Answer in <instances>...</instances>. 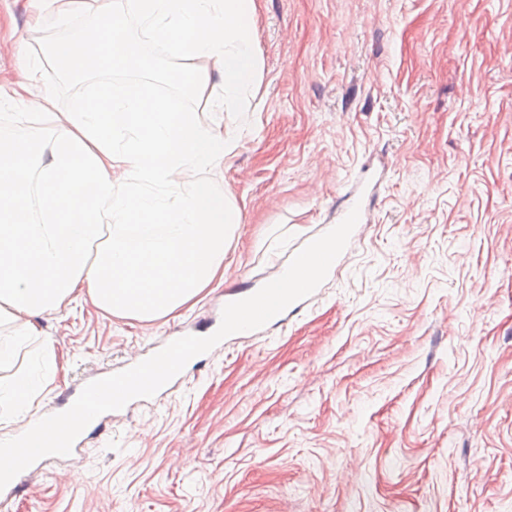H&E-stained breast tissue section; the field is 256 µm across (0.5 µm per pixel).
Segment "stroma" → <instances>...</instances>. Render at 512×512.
Instances as JSON below:
<instances>
[{
    "label": "stroma",
    "instance_id": "35a3bbf8",
    "mask_svg": "<svg viewBox=\"0 0 512 512\" xmlns=\"http://www.w3.org/2000/svg\"><path fill=\"white\" fill-rule=\"evenodd\" d=\"M0 0V83L43 61L57 113L98 82L44 57L93 17ZM262 81L217 176L243 215L224 279L152 323L78 297L39 320L59 370L35 421L179 331L374 193L335 271L282 326L225 340L117 411L78 462L30 470L0 512H512V0H257ZM143 78L178 66L137 19Z\"/></svg>",
    "mask_w": 512,
    "mask_h": 512
}]
</instances>
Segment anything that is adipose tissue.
I'll return each mask as SVG.
<instances>
[{
	"label": "adipose tissue",
	"mask_w": 512,
	"mask_h": 512,
	"mask_svg": "<svg viewBox=\"0 0 512 512\" xmlns=\"http://www.w3.org/2000/svg\"><path fill=\"white\" fill-rule=\"evenodd\" d=\"M37 12L94 21L56 41L54 67L102 75L95 93L68 113L43 155L33 134L0 129V423L30 412L39 383L18 369L41 337L38 317L88 296L105 316L154 322L195 303L224 276L242 214L207 173L223 169L250 124L262 68L256 0H32ZM160 40L179 69L180 90L209 106L211 121L178 111L172 98L137 80L146 57L129 18ZM212 62L224 81L214 96ZM23 82L0 86V108L29 106L56 122L42 65L23 58ZM131 74L124 89L105 74Z\"/></svg>",
	"instance_id": "1"
}]
</instances>
